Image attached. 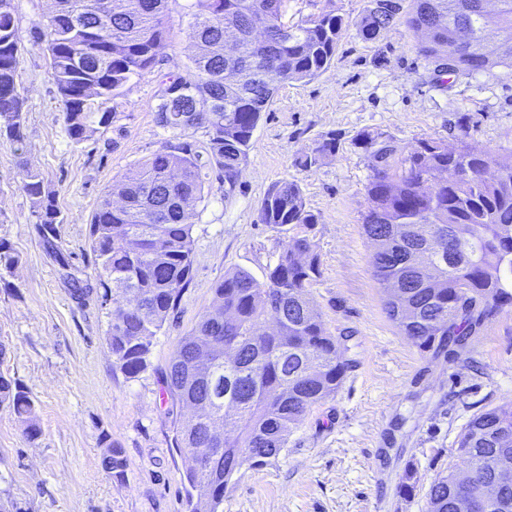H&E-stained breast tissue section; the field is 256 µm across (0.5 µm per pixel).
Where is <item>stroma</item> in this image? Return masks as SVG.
Returning a JSON list of instances; mask_svg holds the SVG:
<instances>
[{"label":"stroma","mask_w":512,"mask_h":512,"mask_svg":"<svg viewBox=\"0 0 512 512\" xmlns=\"http://www.w3.org/2000/svg\"><path fill=\"white\" fill-rule=\"evenodd\" d=\"M192 0H168L170 36L152 73L133 77L112 104V122L81 143L63 108L36 25L51 0H15L22 45L17 81L26 98L24 156L0 138V242L18 262L0 269V376L29 391L40 434L0 408V501L18 512H187V456L173 446V406L162 374L184 336L210 307L226 271L262 277L286 237L261 223L270 185L297 182L318 222L309 231L320 274L309 289L330 334L352 364L336 395L314 406L280 455L244 465L224 493L223 512H424L431 483L453 460L457 437L481 411L512 401V305L494 311L457 354L423 351L383 307L362 229L370 169L352 144L363 129L400 145L459 139L479 149L512 148V77L503 69L438 76L420 40L396 21L373 40L350 28L332 66L309 81L280 84L254 131L237 187L217 177L191 219L193 272L151 347L147 368L127 377L107 345L109 308L101 300L89 225L108 186L151 157L171 131L155 112L168 74L189 65ZM338 148L321 165L297 159L320 136ZM39 169L65 222L58 247L86 292L75 296L39 234L18 161ZM122 448L124 477L102 461ZM414 470L411 494L400 491Z\"/></svg>","instance_id":"35a3bbf8"}]
</instances>
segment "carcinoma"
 Instances as JSON below:
<instances>
[{
	"label": "carcinoma",
	"instance_id": "carcinoma-1",
	"mask_svg": "<svg viewBox=\"0 0 512 512\" xmlns=\"http://www.w3.org/2000/svg\"><path fill=\"white\" fill-rule=\"evenodd\" d=\"M54 0L34 39L46 43L50 76L63 107L66 130L78 144L97 125L112 120V102L134 76L152 72L170 34L167 0ZM490 20L449 14L448 0H369L355 22L362 36L386 33L399 15L421 37V51L437 72L503 68L512 75V49L491 58L482 53L484 31L512 30V0H496ZM189 39L194 53L182 73L167 76L171 99L160 96L158 122L180 134L207 129L206 162L193 144L165 142L136 170L113 182L94 211L89 229L102 301L112 303L108 345L129 377L147 365L153 341L192 279L191 218L203 199L206 174L221 173L224 195L234 190L261 114L280 83L305 81L329 69L350 22L324 7L290 23L288 0H194ZM21 38L14 0H0V138L24 150L21 132L26 99L17 83ZM95 84L99 97L84 89ZM353 145L368 159L366 186L371 205L364 233L375 251L371 263L380 285L406 283L397 298L385 296L388 318L422 350L462 346L498 308L512 304V157L479 150L462 141L454 151L440 140L399 145L380 131L362 130ZM336 134L298 158L311 169L336 152ZM496 174L486 175L490 168ZM20 187L29 197L48 248L63 223L55 194L43 174L27 165ZM263 224L292 232L264 280L244 269L229 270L214 289L212 306L181 338L163 373L175 404L207 399L211 411L174 422V447L190 455L221 420L234 437L224 438L219 457L186 471L189 512H218L224 491L249 462L263 464L288 445V435L315 405L335 396L349 367L341 343L326 331L312 307L308 288L319 260L306 230L318 223L300 185L279 181L259 208ZM470 228L458 243L453 227ZM435 238L438 274L428 282L421 259ZM398 307L410 316L396 317ZM213 343L210 374L192 375L191 353ZM0 407L39 434L34 400L19 384L0 376ZM105 471L123 475L122 449L108 446ZM454 452L474 475L467 496L477 500L497 466L512 461V402L476 414L462 429ZM458 473L448 467L426 495V512H457ZM501 507L512 512V482L500 488Z\"/></svg>",
	"mask_w": 512,
	"mask_h": 512
}]
</instances>
